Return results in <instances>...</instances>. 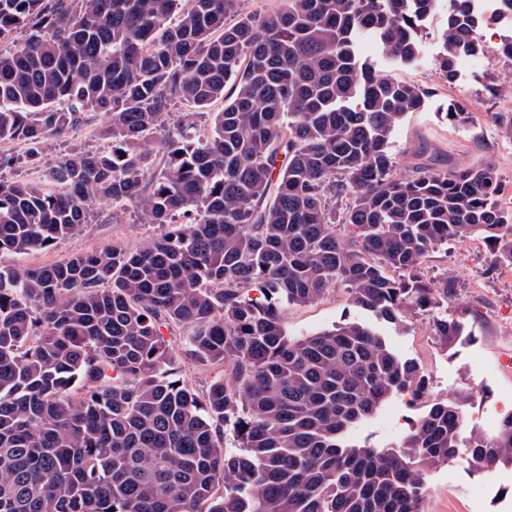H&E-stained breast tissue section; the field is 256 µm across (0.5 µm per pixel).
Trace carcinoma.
Listing matches in <instances>:
<instances>
[{"instance_id": "1", "label": "carcinoma", "mask_w": 512, "mask_h": 512, "mask_svg": "<svg viewBox=\"0 0 512 512\" xmlns=\"http://www.w3.org/2000/svg\"><path fill=\"white\" fill-rule=\"evenodd\" d=\"M238 2L0 0V39L30 30L0 53V141L38 163L109 117L107 148L47 167L53 189L0 179V257L49 248L97 203L162 228L133 250L0 264V512H426L432 468L512 465V413L488 441L454 397L397 445L351 442L387 400L425 396L420 365L357 316L300 337L281 320L341 286L399 326L448 296L424 268L440 244L482 238L512 267L494 167L394 176L391 134L427 92L359 54L377 37L414 62L439 0H283L230 24ZM469 7L448 0L450 82L484 53ZM174 326L233 382L199 395L173 378ZM434 330L448 349L472 338L462 315ZM105 121L104 116H97L89 125L76 129L60 140L48 142L43 154L44 165L45 163L54 164L73 147L80 146L95 150L101 146L102 142L97 137L96 130Z\"/></svg>"}]
</instances>
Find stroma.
<instances>
[{"mask_svg": "<svg viewBox=\"0 0 512 512\" xmlns=\"http://www.w3.org/2000/svg\"><path fill=\"white\" fill-rule=\"evenodd\" d=\"M447 24L446 9L438 8L419 30L417 59L409 65L393 63L382 44L368 41L361 47L379 75L429 93L426 107L406 114L392 134L393 172L408 176L419 167L466 170L493 165L502 185L498 205L512 212V59L496 53L500 28L485 26L484 55L460 58L459 78L448 82L435 64ZM458 100L474 111L463 125L452 124L446 116L449 103ZM96 211L95 223L76 234L45 250L0 258V263L41 266L112 245L135 249L159 232L156 225L134 223L130 212L101 203ZM494 261L492 247L481 239L435 248L426 259L427 272L437 287L451 288V295L433 310L410 311L400 327L384 328L391 348L422 367L430 396L457 397L469 407L483 405L487 422L477 431L487 436L512 412V371L500 367L502 356L512 355V269L495 266ZM463 309L469 312L473 339L445 349L434 335L433 322ZM354 314L346 291L339 287L314 303L284 306L282 322L289 335L303 336L332 328ZM175 347L179 355L172 371L196 392H204L217 379H231L230 366L198 364L184 353L183 342ZM419 411V406L395 399L376 418L355 428L352 438L376 445L397 443ZM485 481V474L471 471L462 458L433 469L426 490L427 512H473L474 496Z\"/></svg>", "mask_w": 512, "mask_h": 512, "instance_id": "1", "label": "stroma"}]
</instances>
